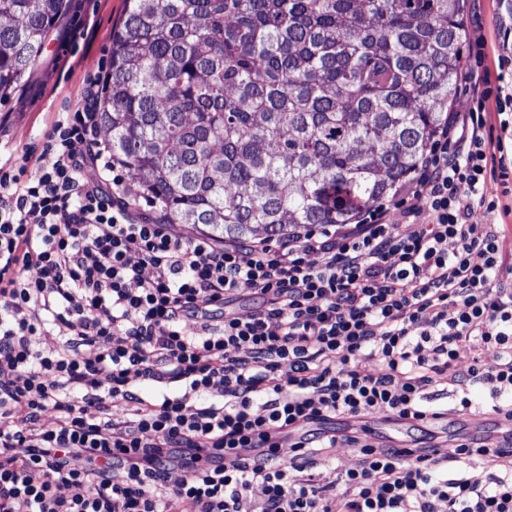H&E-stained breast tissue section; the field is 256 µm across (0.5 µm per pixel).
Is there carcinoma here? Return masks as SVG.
I'll return each mask as SVG.
<instances>
[{
	"label": "carcinoma",
	"mask_w": 512,
	"mask_h": 512,
	"mask_svg": "<svg viewBox=\"0 0 512 512\" xmlns=\"http://www.w3.org/2000/svg\"><path fill=\"white\" fill-rule=\"evenodd\" d=\"M464 0H126L98 126L134 196L222 242L354 224L456 100ZM70 0H0V102Z\"/></svg>",
	"instance_id": "obj_1"
}]
</instances>
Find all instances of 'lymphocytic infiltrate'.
Here are the masks:
<instances>
[{
  "mask_svg": "<svg viewBox=\"0 0 512 512\" xmlns=\"http://www.w3.org/2000/svg\"><path fill=\"white\" fill-rule=\"evenodd\" d=\"M95 109L89 94L60 113L33 176L0 167V512H512V281L500 226L473 221L501 205L490 173L512 167L483 110L434 142L424 206L274 250L189 239L133 208ZM244 285L260 306L225 311ZM145 383L163 390L143 400ZM447 394L452 414H493L506 435L448 454L329 428L419 423ZM115 401L129 420L112 421ZM341 442L357 461L321 482L316 461Z\"/></svg>",
  "mask_w": 512,
  "mask_h": 512,
  "instance_id": "obj_1",
  "label": "lymphocytic infiltrate"
}]
</instances>
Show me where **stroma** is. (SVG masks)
Listing matches in <instances>:
<instances>
[{
  "label": "stroma",
  "mask_w": 512,
  "mask_h": 512,
  "mask_svg": "<svg viewBox=\"0 0 512 512\" xmlns=\"http://www.w3.org/2000/svg\"><path fill=\"white\" fill-rule=\"evenodd\" d=\"M126 0H73L66 25L53 33L33 76L20 93L0 103V158L20 163L22 156L39 154L59 113L76 106L87 91L97 89L108 66L112 28L125 10ZM469 32L485 38L483 58L467 51L465 67L499 73V62L512 55L505 43L512 33V0H466ZM354 428H377V440L403 448L435 437L459 444L467 437L466 421L456 415L421 425L388 424L378 413L353 419Z\"/></svg>",
  "instance_id": "stroma-1"
}]
</instances>
